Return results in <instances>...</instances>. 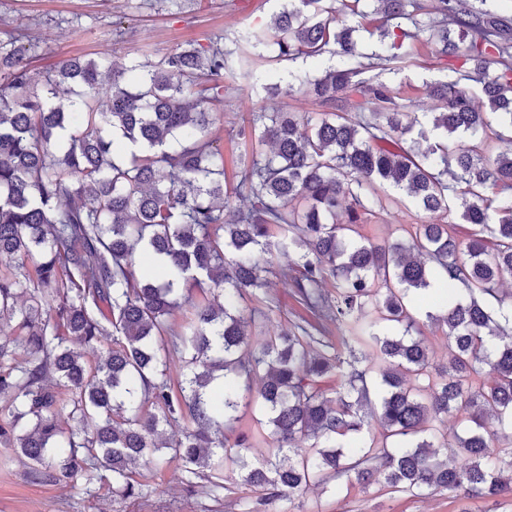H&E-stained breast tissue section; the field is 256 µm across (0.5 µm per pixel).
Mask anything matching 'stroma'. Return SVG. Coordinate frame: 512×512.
I'll return each instance as SVG.
<instances>
[{"label":"stroma","mask_w":512,"mask_h":512,"mask_svg":"<svg viewBox=\"0 0 512 512\" xmlns=\"http://www.w3.org/2000/svg\"><path fill=\"white\" fill-rule=\"evenodd\" d=\"M280 0H0V38L17 31L28 33L38 48L30 58L42 71L60 60L85 56L108 57L117 64L129 57L156 61L188 43L224 36L232 39L255 23L279 11ZM274 46L261 48L255 60L257 76L274 79L288 72L316 76L340 66L339 58L275 61ZM371 77L399 88L412 111L434 112L437 100L427 97L425 85L456 83L470 96H479L477 83L461 79L428 50L421 49L392 70L374 69ZM312 96H265L256 93L237 75L224 79V110L216 125L217 145L224 152L226 172L244 154L258 151L256 141L241 138L238 131L249 124L253 112H319ZM458 213L442 216L419 211L411 202L387 209L372 206L360 227L371 241L394 240L419 224L459 223ZM251 305L265 310L262 326L252 328L253 341L288 329L300 314L290 286L276 282L267 292L253 297ZM141 491L131 497L109 493L102 485L78 479L61 487L34 481L13 449L0 444V512H512V501L482 499L460 501L448 493L422 492L407 496L393 492L384 482L369 490L358 487H310L292 498L269 500L263 492L225 479L223 490L211 493L205 481L187 486L176 464L139 466Z\"/></svg>","instance_id":"1"}]
</instances>
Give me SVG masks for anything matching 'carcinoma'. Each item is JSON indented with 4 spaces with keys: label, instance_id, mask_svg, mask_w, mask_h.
<instances>
[{
    "label": "carcinoma",
    "instance_id": "1",
    "mask_svg": "<svg viewBox=\"0 0 512 512\" xmlns=\"http://www.w3.org/2000/svg\"><path fill=\"white\" fill-rule=\"evenodd\" d=\"M361 2L286 0L248 34L243 65L271 39L283 60L329 54L342 67L266 85L278 95L298 84L325 111L252 113L239 135L269 149L240 156L230 186L214 138L224 38L154 62L67 58L43 72L27 63L26 34L0 39V259L11 262L0 273V443L37 479L93 484L105 470L131 497L148 455L213 492L230 465L270 499L380 479L409 496H512V296L500 291L512 274V18L490 0H434L422 25L418 0H377L392 39L382 69L422 42L481 84L479 98L426 87L441 103L431 140L388 84L363 77L348 22L366 18ZM353 95L365 100L354 112ZM385 184L421 211L461 212L466 235L419 224L407 242H371L358 231L367 203L400 202L376 197ZM274 251L294 255L277 275L309 317L254 345L247 300L271 287ZM159 256L154 275L137 272L138 258ZM440 282L461 298L430 315L448 339L436 364L413 310ZM211 288L224 304L193 301ZM105 336L112 349L87 363L80 348ZM175 355L185 372L173 384ZM245 397L256 434L231 443ZM451 413L463 433L444 430ZM254 439L282 457L249 461Z\"/></svg>",
    "mask_w": 512,
    "mask_h": 512
}]
</instances>
